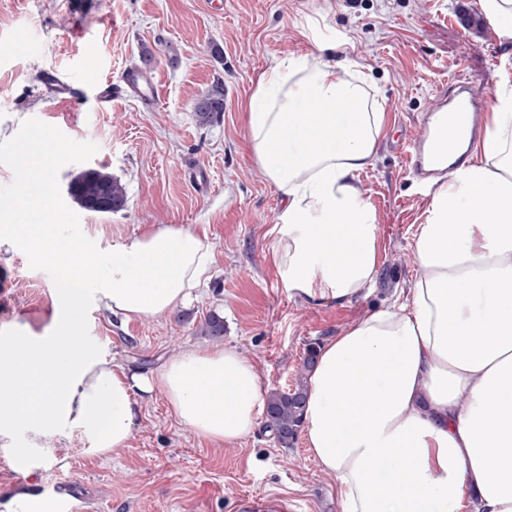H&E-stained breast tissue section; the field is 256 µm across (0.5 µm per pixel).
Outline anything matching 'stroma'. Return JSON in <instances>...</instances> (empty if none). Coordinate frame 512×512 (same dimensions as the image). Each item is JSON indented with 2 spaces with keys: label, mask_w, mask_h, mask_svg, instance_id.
Masks as SVG:
<instances>
[{
  "label": "stroma",
  "mask_w": 512,
  "mask_h": 512,
  "mask_svg": "<svg viewBox=\"0 0 512 512\" xmlns=\"http://www.w3.org/2000/svg\"><path fill=\"white\" fill-rule=\"evenodd\" d=\"M310 20L335 35L339 73L357 62L385 112V133L354 181L377 216L380 267L363 296L344 303L318 304L283 287L272 255L281 198L248 144L245 103L274 59L313 51ZM505 51L478 0H0V199L21 195L28 169L20 149L48 132L63 147L52 172L62 237L105 259L113 244L152 226L207 237L215 245L211 278L192 304L153 320L93 308L87 339L119 366L151 375L180 351L208 344L200 327L216 312L224 345L255 364L265 390L285 391L308 347L413 287L414 239L432 199L401 145L423 133L445 78L472 80L486 96ZM49 69L77 84L86 71L117 82L137 69L159 80L161 97L149 110L132 96L103 109L89 96L61 105L40 83ZM217 84L224 110L198 125L193 105ZM89 167L126 186L125 211L87 212L73 201L68 184ZM59 276L24 244L0 245V336L22 325L44 332ZM26 442L21 429L0 441V512H15L32 489L42 492L40 512L72 493L85 512H251L254 501L266 512L284 503L291 512H341L303 438L284 447L261 426L232 446L211 442L182 427L158 391L142 399L138 427L116 452L97 453L72 429L54 434L21 470L11 451Z\"/></svg>",
  "instance_id": "1"
}]
</instances>
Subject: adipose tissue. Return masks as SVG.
<instances>
[{"mask_svg": "<svg viewBox=\"0 0 512 512\" xmlns=\"http://www.w3.org/2000/svg\"><path fill=\"white\" fill-rule=\"evenodd\" d=\"M269 67L246 104L249 145L283 207L274 260L283 287L317 302L362 296L378 272L375 214L354 185L385 131L365 79H345L335 45ZM51 137L23 201L0 199V237L61 271L41 335L0 336V438L30 449L76 428L99 453L126 447L140 401L162 391L196 436L232 445L253 434L263 380L237 348L203 345L157 376L114 364L85 336L90 307L153 319L187 304L209 277L212 246L154 226L112 249L110 263L58 236ZM421 274L403 301L326 341L307 377L304 440L336 483L342 512H512V65L489 92L474 157L436 191L414 242Z\"/></svg>", "mask_w": 512, "mask_h": 512, "instance_id": "obj_1", "label": "adipose tissue"}]
</instances>
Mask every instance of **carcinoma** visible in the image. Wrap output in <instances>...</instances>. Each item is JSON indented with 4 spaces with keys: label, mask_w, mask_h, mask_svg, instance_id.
I'll list each match as a JSON object with an SVG mask.
<instances>
[{
    "label": "carcinoma",
    "mask_w": 512,
    "mask_h": 512,
    "mask_svg": "<svg viewBox=\"0 0 512 512\" xmlns=\"http://www.w3.org/2000/svg\"><path fill=\"white\" fill-rule=\"evenodd\" d=\"M224 111V89L210 90L195 105V116L202 125L211 123ZM107 185L110 193L109 213H118L127 208L128 197L124 184L100 168H87L69 183L68 192L76 203L95 195L101 185ZM204 335L218 340L224 336V318L216 312L207 316L202 326ZM316 348L310 347L303 360V374L297 377L294 388L287 392L273 391L266 398L265 424L276 435L279 442L288 445L297 438L303 425L306 401L305 373L315 364Z\"/></svg>",
    "instance_id": "1"
}]
</instances>
